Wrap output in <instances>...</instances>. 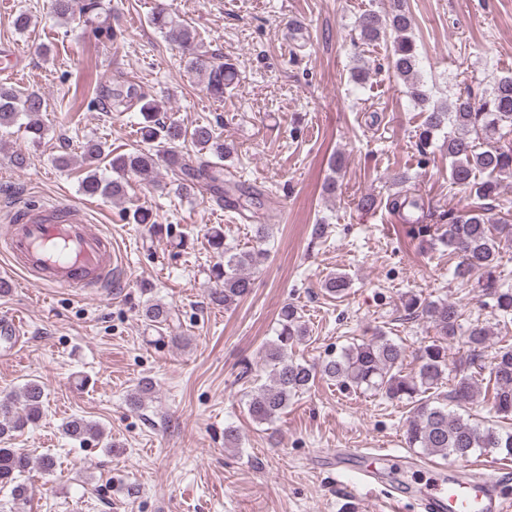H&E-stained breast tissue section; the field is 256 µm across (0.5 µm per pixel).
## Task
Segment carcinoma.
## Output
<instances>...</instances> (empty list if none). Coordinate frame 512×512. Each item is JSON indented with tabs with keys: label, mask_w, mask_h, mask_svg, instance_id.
I'll return each mask as SVG.
<instances>
[{
	"label": "carcinoma",
	"mask_w": 512,
	"mask_h": 512,
	"mask_svg": "<svg viewBox=\"0 0 512 512\" xmlns=\"http://www.w3.org/2000/svg\"><path fill=\"white\" fill-rule=\"evenodd\" d=\"M53 12L66 23H77L95 38L115 39L105 0H53ZM150 22L188 51L185 68L194 74L206 93L214 98L224 97V90L238 78L233 65L193 50L194 35L189 28L174 20L160 8ZM360 37L364 41H378L394 34L387 57L388 69L402 80L406 93L424 112L419 132V144L426 148L433 140L443 138L448 153L449 179L452 184L469 190L477 199L488 201L500 193L501 176H512V148L493 144L481 147L477 140L493 138L503 130L512 133V77L498 79L488 97L476 101L469 96H457L444 104L431 102L430 89L419 77L420 61L415 41L409 33L413 17L406 9L405 0H396L392 12L380 14L375 10L359 19ZM136 99L147 125L142 127L146 147L112 155L105 143L94 138L80 145L84 176L81 192L91 198L100 196L117 199L125 195V176H147L165 162L178 176V186L188 192L205 185L224 201V180L221 162L230 154V147L210 125H197L187 130L176 121L165 122L157 115L165 111V101L130 88L113 93V108L119 110L126 99ZM45 102L34 92L21 94L12 87L0 85V127L12 126L20 116L28 118L24 132L33 141L44 138L45 127L39 119ZM190 139L199 158L189 161L176 150L178 142ZM108 161L114 176L99 173L100 163ZM388 208L407 223H418L420 217L404 214L409 209L424 210V201L410 190L398 193L387 201ZM438 240L458 257L453 275L456 280L476 284L493 301L497 315L503 321L512 319V288L499 283L496 270L504 245L512 241V225L503 224L491 209L472 205L464 211H448V224L438 234ZM210 246L221 261L212 268V275L220 287L211 291V300L228 309L246 297L252 288L249 270L267 257L266 250L257 247L236 251L224 244V231L213 226L208 231ZM325 288L332 296L341 297L349 288L344 275L329 277ZM407 315L426 318L435 326L437 336L416 356L417 370L403 373L406 350L393 338L379 332L369 339L353 341L341 352L314 366L296 361L290 352L307 337V327L298 307L284 305L279 313L276 338L264 347V372L269 382L246 394L245 405L249 417L258 425L273 423L288 403L305 393L316 379L328 378L342 385L371 392L391 402L412 405L406 423L408 447L416 448L425 456L466 460L487 448L498 450L504 458H512V428L498 424L481 425L460 414L448 411L447 401L459 404L473 400L477 385L468 375L454 377L453 388L443 397L436 393L449 372L448 353L444 341L454 335L460 310L447 300L429 301L407 294L402 301ZM145 322L157 329H168L173 323L172 309L160 302L147 301L142 308ZM465 345L478 352L489 344V331L475 326L464 337ZM489 380L493 382V408L501 419L512 418V346H502L492 355ZM44 387L37 381L26 383L19 394L0 396V438L11 436L43 415ZM68 437L85 442L103 435L102 428L82 417H72L62 425ZM32 465L30 457L20 448L0 447V489L10 491L16 506L28 504L33 487L25 479Z\"/></svg>",
	"instance_id": "cac0c4a2"
}]
</instances>
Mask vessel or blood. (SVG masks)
I'll return each instance as SVG.
<instances>
[{"label":"vessel or blood","instance_id":"1","mask_svg":"<svg viewBox=\"0 0 512 512\" xmlns=\"http://www.w3.org/2000/svg\"><path fill=\"white\" fill-rule=\"evenodd\" d=\"M15 268L37 283L60 289L97 291L112 285V241L92 224L86 205L57 198L37 207L17 208L4 240L0 241ZM361 463L362 487L378 488L393 504H402V491L381 486L378 466L391 454L350 451ZM495 476L459 478L456 469L431 486L421 487L414 499L422 512H512V500L499 491Z\"/></svg>","mask_w":512,"mask_h":512}]
</instances>
